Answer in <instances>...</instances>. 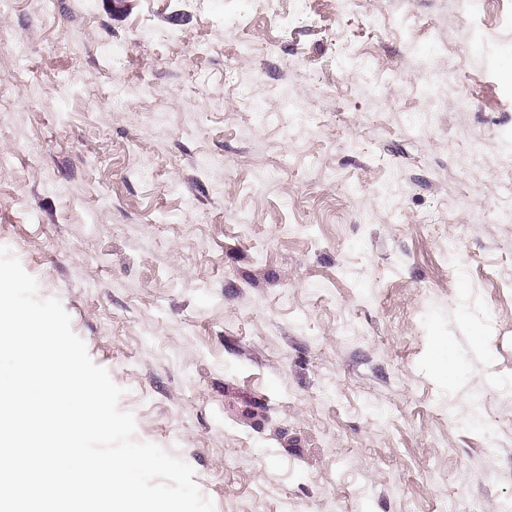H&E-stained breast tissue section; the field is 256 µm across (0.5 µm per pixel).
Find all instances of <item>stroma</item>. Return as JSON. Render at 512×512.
I'll return each mask as SVG.
<instances>
[{
    "mask_svg": "<svg viewBox=\"0 0 512 512\" xmlns=\"http://www.w3.org/2000/svg\"><path fill=\"white\" fill-rule=\"evenodd\" d=\"M1 36L0 245L214 512H512V0H13Z\"/></svg>",
    "mask_w": 512,
    "mask_h": 512,
    "instance_id": "obj_1",
    "label": "stroma"
}]
</instances>
